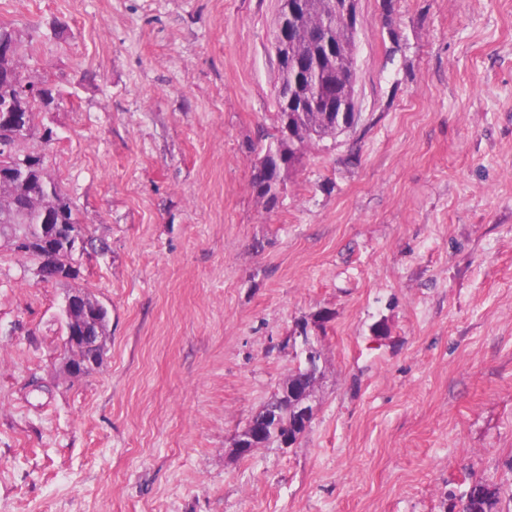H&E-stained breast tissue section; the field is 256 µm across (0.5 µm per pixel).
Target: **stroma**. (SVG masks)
<instances>
[{"mask_svg":"<svg viewBox=\"0 0 512 512\" xmlns=\"http://www.w3.org/2000/svg\"><path fill=\"white\" fill-rule=\"evenodd\" d=\"M277 9L0 0L95 240L71 285L0 245V512H448L478 480L512 512V0H359L360 120L271 207ZM72 286L109 312L79 377ZM306 320L309 431L237 456Z\"/></svg>","mask_w":512,"mask_h":512,"instance_id":"35a3bbf8","label":"stroma"}]
</instances>
